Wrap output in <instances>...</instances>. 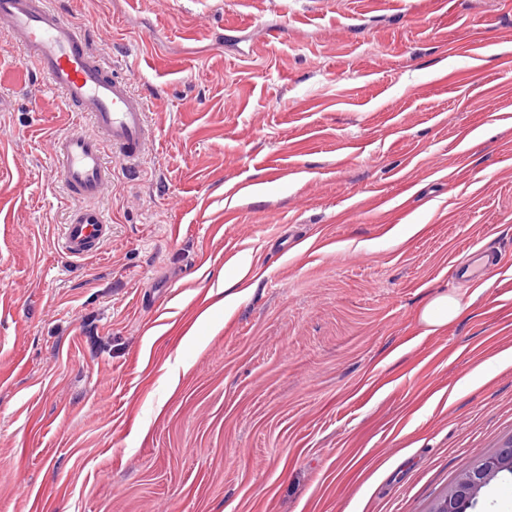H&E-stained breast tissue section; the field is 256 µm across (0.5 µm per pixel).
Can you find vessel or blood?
I'll return each instance as SVG.
<instances>
[{"label":"vessel or blood","mask_w":512,"mask_h":512,"mask_svg":"<svg viewBox=\"0 0 512 512\" xmlns=\"http://www.w3.org/2000/svg\"><path fill=\"white\" fill-rule=\"evenodd\" d=\"M0 21L69 111L93 121L94 132L74 127L55 140L52 169L79 201L63 228V251L77 259L95 255L111 232L97 201L112 181V161L132 169L143 158L150 138L147 104L130 81L113 76L86 29L65 20L49 0H0Z\"/></svg>","instance_id":"1"}]
</instances>
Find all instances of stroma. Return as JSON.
Here are the masks:
<instances>
[{
	"label": "stroma",
	"mask_w": 512,
	"mask_h": 512,
	"mask_svg": "<svg viewBox=\"0 0 512 512\" xmlns=\"http://www.w3.org/2000/svg\"><path fill=\"white\" fill-rule=\"evenodd\" d=\"M51 5L155 141L69 261L81 118L0 28V512H430L512 437V0ZM460 312L461 306L456 295L445 293L433 297L419 313L422 335L431 336L445 329Z\"/></svg>",
	"instance_id": "35a3bbf8"
}]
</instances>
